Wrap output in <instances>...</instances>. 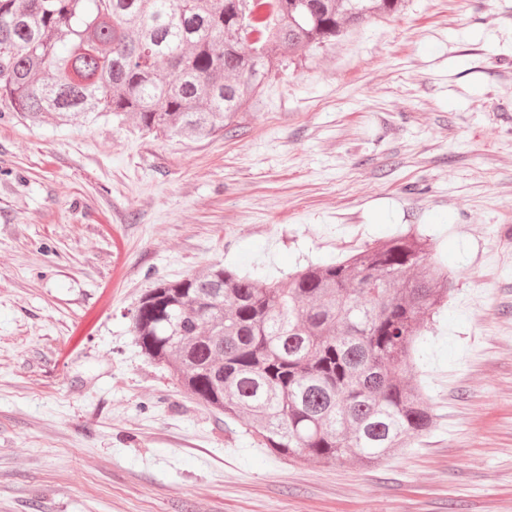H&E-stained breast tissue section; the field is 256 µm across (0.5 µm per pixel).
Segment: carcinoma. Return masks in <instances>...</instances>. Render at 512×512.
Listing matches in <instances>:
<instances>
[{
  "label": "carcinoma",
  "instance_id": "obj_1",
  "mask_svg": "<svg viewBox=\"0 0 512 512\" xmlns=\"http://www.w3.org/2000/svg\"><path fill=\"white\" fill-rule=\"evenodd\" d=\"M401 0H0V112L55 125L132 121L157 139L228 132L268 74ZM258 50H246L251 38ZM453 290L413 233L285 282L222 264L158 280L131 311L148 357L278 457L375 464L436 415L407 377Z\"/></svg>",
  "mask_w": 512,
  "mask_h": 512
}]
</instances>
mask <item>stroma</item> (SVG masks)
Masks as SVG:
<instances>
[{
  "mask_svg": "<svg viewBox=\"0 0 512 512\" xmlns=\"http://www.w3.org/2000/svg\"><path fill=\"white\" fill-rule=\"evenodd\" d=\"M412 228L454 277L412 371L439 419L376 467L269 454L136 343L155 280ZM0 512H512V0H403L212 139L0 115Z\"/></svg>",
  "mask_w": 512,
  "mask_h": 512,
  "instance_id": "stroma-1",
  "label": "stroma"
}]
</instances>
